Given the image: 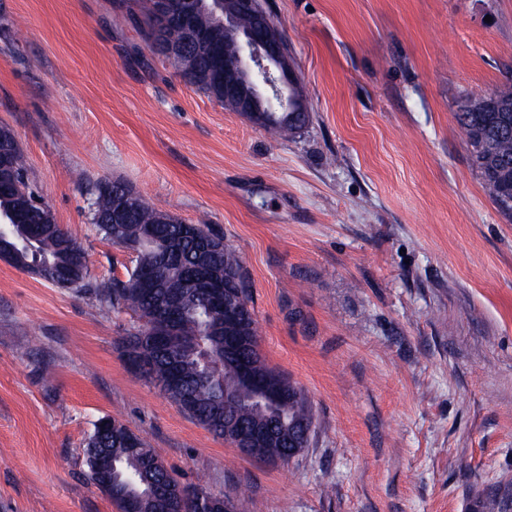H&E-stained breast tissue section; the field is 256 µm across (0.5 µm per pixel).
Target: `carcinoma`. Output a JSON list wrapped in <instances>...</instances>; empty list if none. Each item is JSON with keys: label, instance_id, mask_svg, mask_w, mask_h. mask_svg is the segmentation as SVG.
<instances>
[{"label": "carcinoma", "instance_id": "1", "mask_svg": "<svg viewBox=\"0 0 512 512\" xmlns=\"http://www.w3.org/2000/svg\"><path fill=\"white\" fill-rule=\"evenodd\" d=\"M197 77L192 84L205 90L213 99L231 110L233 106L224 102V58H215L202 47L196 48ZM310 112H273L263 126L281 135L302 130L310 122ZM459 127L469 149L472 167L481 177L489 196L500 212L512 219V112H459ZM14 133L0 127V145L12 150L15 173L28 176L23 154L15 144ZM0 210L13 214L14 223L22 226L53 221L51 209H42L7 188L0 190ZM159 209L139 200L136 213L127 223L99 225L97 231L112 244L125 247L128 241H140V249L133 266L139 262L155 263L159 267V287L150 294L125 286L118 279L110 284H98L88 274L74 288L76 292L94 291L100 301L114 309H130L137 315V322L127 330L123 338L126 359L140 358L138 372L151 383L165 377L171 366L165 353L150 343L146 333L175 329L183 338L174 354L178 360L177 373L181 378V389L168 397L201 426L225 443L236 445L233 430L224 429L217 421L224 420L228 413L243 423H265L272 426L273 438L245 451V455L258 459L283 460L288 456V438L291 426L306 421L313 423L311 406L303 391L287 377L270 368L262 356L251 350L243 357L254 360L265 369L268 385L286 386L293 392L288 406L272 411L265 406L250 402L249 394L239 392L233 399H224V392L237 390L234 367L224 353V337L217 332L220 317L209 307L204 294L190 293L184 299L178 318L170 322L165 317L166 297L171 293L176 271L160 263V257L171 246L180 250L182 264L196 261L197 252L192 239L182 236L180 224L156 223ZM37 251L48 269L65 266L84 254L77 242L61 227L56 233L38 241ZM216 263L221 270L234 274L244 282L240 256L230 246L222 245ZM234 304L241 308L243 319L238 333L247 343L257 342V325L253 309L249 306L246 288L234 296ZM102 425H94L89 435L84 458L87 468H92V444L106 448L112 455V481L136 497L152 494V480L159 473H169L159 451L140 435H135L136 449L125 447L124 433L128 427L115 417L101 418ZM183 507L186 512H195L199 495L209 493L207 487L195 485L182 487ZM483 512H512V492L504 490L482 502Z\"/></svg>", "mask_w": 512, "mask_h": 512}]
</instances>
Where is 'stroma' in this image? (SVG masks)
<instances>
[{
	"label": "stroma",
	"mask_w": 512,
	"mask_h": 512,
	"mask_svg": "<svg viewBox=\"0 0 512 512\" xmlns=\"http://www.w3.org/2000/svg\"><path fill=\"white\" fill-rule=\"evenodd\" d=\"M310 124L277 138L165 66L126 0H0V125L97 282L106 181L240 255L259 351L310 400L288 464L242 456L127 363L131 315L0 261V512H117L102 417L251 512H481L512 480V220L463 93L512 81V0H265Z\"/></svg>",
	"instance_id": "stroma-1"
}]
</instances>
